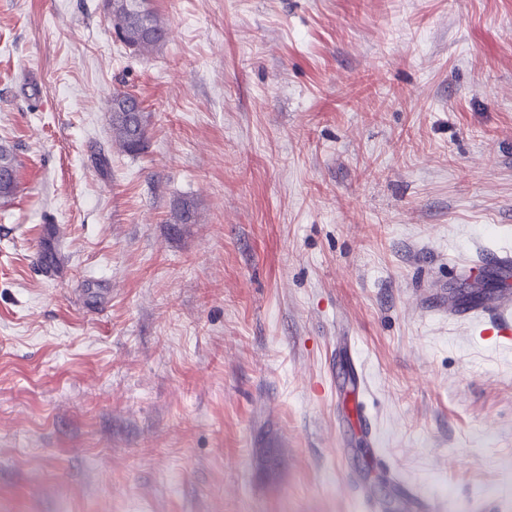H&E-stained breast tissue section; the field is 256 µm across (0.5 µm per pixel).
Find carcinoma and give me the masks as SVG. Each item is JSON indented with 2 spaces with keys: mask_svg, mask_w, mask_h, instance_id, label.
Returning a JSON list of instances; mask_svg holds the SVG:
<instances>
[{
  "mask_svg": "<svg viewBox=\"0 0 512 512\" xmlns=\"http://www.w3.org/2000/svg\"><path fill=\"white\" fill-rule=\"evenodd\" d=\"M114 33L133 54L143 55L159 48L166 38V27L153 0H112L108 8ZM137 97L128 92L112 96L109 124L112 143L126 153H138L147 140L148 115L136 108ZM195 209L182 201L171 214L172 224H192Z\"/></svg>",
  "mask_w": 512,
  "mask_h": 512,
  "instance_id": "obj_1",
  "label": "carcinoma"
}]
</instances>
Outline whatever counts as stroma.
<instances>
[{
  "instance_id": "stroma-1",
  "label": "stroma",
  "mask_w": 512,
  "mask_h": 512,
  "mask_svg": "<svg viewBox=\"0 0 512 512\" xmlns=\"http://www.w3.org/2000/svg\"><path fill=\"white\" fill-rule=\"evenodd\" d=\"M155 5L139 56L103 0H0V512H367L392 472L512 512V347L444 309L505 288L456 268L512 249V0ZM136 96L128 92H116L112 96L109 124L112 143L126 153H139L147 140L148 115L142 103L136 109Z\"/></svg>"
}]
</instances>
